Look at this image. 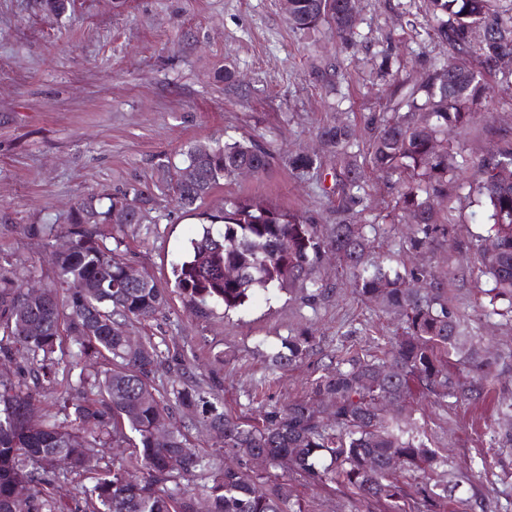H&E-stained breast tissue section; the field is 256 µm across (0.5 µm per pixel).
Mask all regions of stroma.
<instances>
[{
    "label": "stroma",
    "mask_w": 512,
    "mask_h": 512,
    "mask_svg": "<svg viewBox=\"0 0 512 512\" xmlns=\"http://www.w3.org/2000/svg\"><path fill=\"white\" fill-rule=\"evenodd\" d=\"M403 8L411 21L401 20ZM357 9L359 45L342 52L326 32L309 48L289 28L280 0H76L55 17L42 0H0V267L47 280L45 242L27 227L64 223L74 203L92 194L148 188L155 223L149 236L130 240L126 258L155 275L168 305L154 319L126 323L125 331L169 347L170 369L158 385L213 393L225 410L244 415L302 396L340 346L372 353L375 338L391 335L395 323L339 286L328 265L318 274L325 290L311 304L273 292L229 314L194 311L174 288L171 264L202 221L155 188L160 164L179 162L188 145L252 137L272 153L270 168L220 185L203 210L246 196L317 224L335 223L332 161L322 176L299 179L288 169L289 153L316 146L315 129L332 118V103L358 125L385 111L374 71L384 52L411 83L420 80L422 62L446 53L422 34L432 23L426 0H357ZM228 67L239 83H225ZM460 181L442 207L465 237L481 231L485 216L468 174ZM426 259L453 273V302L472 314L476 256L460 255L448 241ZM307 327L315 335L310 355L296 368L277 369L272 355ZM482 335L494 360V388L476 403L423 400L415 411L432 447L449 450L452 466L476 477L449 497L447 512H512V443L500 438L512 404V321L494 320ZM21 380L36 391L38 414L58 413L65 372L38 380L26 363ZM111 463L106 453L84 472L57 475L48 488L56 512H80L86 489ZM287 480L306 512H386L350 492L317 488L292 474Z\"/></svg>",
    "instance_id": "1"
}]
</instances>
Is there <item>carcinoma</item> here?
Wrapping results in <instances>:
<instances>
[{"label":"carcinoma","mask_w":512,"mask_h":512,"mask_svg":"<svg viewBox=\"0 0 512 512\" xmlns=\"http://www.w3.org/2000/svg\"><path fill=\"white\" fill-rule=\"evenodd\" d=\"M290 2L294 32L307 36L325 26L338 46L355 48L349 0ZM427 2L433 25L426 35L448 47V58L429 64L423 81L411 86L392 73L391 55H383L377 75L387 80L388 111L368 118L362 131L340 121L317 128L336 159L339 220L327 230L300 213L233 197L220 214H206L224 229L203 228L172 265L175 287L190 304L230 311L272 290L297 288L310 303L322 293L318 267L334 258L354 295L398 318L394 336L377 339L379 355L340 354L335 370L314 379L304 398L252 418L229 413L217 397L195 388L160 390L155 375L167 364L164 353L151 340L134 343L121 331L123 321L150 320L167 304L154 276L143 272L130 282L125 274L123 248L150 230L151 197L143 190L131 198L90 196L68 223L30 227L45 240L54 269L40 293L0 273L1 356L31 354L44 370L59 363L67 336L77 356L108 365L90 371L77 361L68 369L75 373V395L64 400L61 420L33 415V395L0 374V512H53L48 501H38L36 485L60 470L84 472L87 458L112 447L124 454L96 477L90 512H200L190 486L196 477L205 479L206 512H305L277 469L315 485L354 489L393 512H441L448 493L471 480L431 447L413 418L414 403L418 394L440 405L479 399L493 382L484 373L491 359L474 342L470 316L452 303L448 278L371 256L379 223L367 218L362 190L367 171L397 186L384 219L408 223L405 249L423 253L452 232L440 201L459 173L471 170L469 187L484 203L490 232L460 241L458 251L478 258L477 280H485L475 305L479 316L512 319V140L496 125L486 79L501 71L500 57L512 56V10L501 8V0ZM477 120L503 145L470 161L452 133ZM270 159L251 141L196 143L175 169L160 166L161 180L170 183L179 209L194 212L221 182L236 180L244 168L263 174ZM288 168L299 177L316 173L320 156L291 154ZM183 170L196 172V179H180ZM117 206L129 210L128 223H112ZM108 225L110 247L103 243ZM313 346L310 332L290 336L273 363L294 366ZM457 363L478 378L461 381ZM178 410L215 435L224 465L190 448ZM160 431L163 443L156 439Z\"/></svg>","instance_id":"carcinoma-1"}]
</instances>
